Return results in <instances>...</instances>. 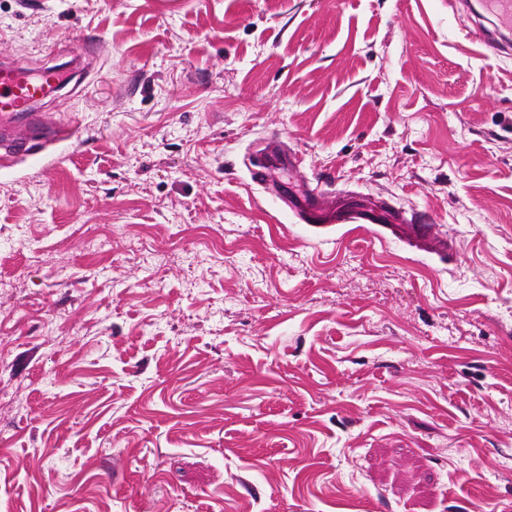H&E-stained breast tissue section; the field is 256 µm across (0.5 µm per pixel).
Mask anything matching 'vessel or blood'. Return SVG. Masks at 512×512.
Returning <instances> with one entry per match:
<instances>
[{"label":"vessel or blood","instance_id":"1","mask_svg":"<svg viewBox=\"0 0 512 512\" xmlns=\"http://www.w3.org/2000/svg\"><path fill=\"white\" fill-rule=\"evenodd\" d=\"M485 7L496 18L497 25L483 33L482 39L488 48L502 51L503 33L512 28V0H485ZM63 81L61 71L54 67L44 68L38 77L30 78L21 67L5 61L0 63V119L12 120L8 141L0 149L1 162L40 151L49 143L68 137V130L56 127L47 117L42 118L40 130H32L29 125L33 105L55 92ZM301 164L298 156L276 149L257 160L254 176L262 182H278L279 173L300 168ZM278 184L289 211L308 224H393L397 221L395 215L367 199L337 201L328 190L298 180ZM408 232L433 252H445L446 243L438 236L434 225L412 224Z\"/></svg>","mask_w":512,"mask_h":512}]
</instances>
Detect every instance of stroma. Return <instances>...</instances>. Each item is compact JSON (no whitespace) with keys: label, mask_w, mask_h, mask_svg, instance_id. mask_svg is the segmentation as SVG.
<instances>
[{"label":"stroma","mask_w":512,"mask_h":512,"mask_svg":"<svg viewBox=\"0 0 512 512\" xmlns=\"http://www.w3.org/2000/svg\"><path fill=\"white\" fill-rule=\"evenodd\" d=\"M482 0H0L70 140L0 167V512L512 506V47ZM447 256L316 228L270 138ZM112 235L91 254L89 238Z\"/></svg>","instance_id":"obj_1"}]
</instances>
